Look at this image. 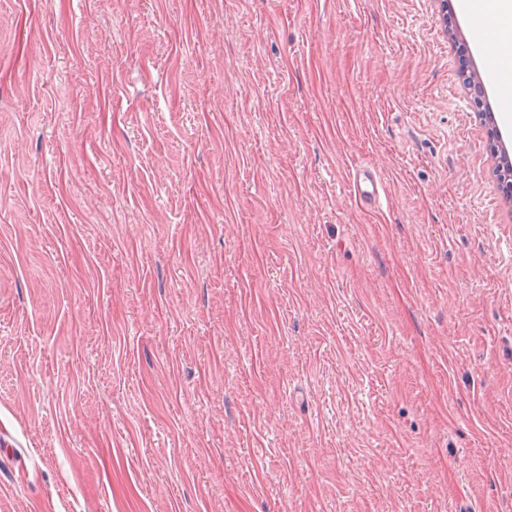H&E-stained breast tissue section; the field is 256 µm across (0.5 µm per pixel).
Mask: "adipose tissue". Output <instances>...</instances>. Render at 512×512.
<instances>
[{
    "label": "adipose tissue",
    "mask_w": 512,
    "mask_h": 512,
    "mask_svg": "<svg viewBox=\"0 0 512 512\" xmlns=\"http://www.w3.org/2000/svg\"><path fill=\"white\" fill-rule=\"evenodd\" d=\"M476 20L475 36L489 60V77L504 121H512V0H458Z\"/></svg>",
    "instance_id": "adipose-tissue-1"
}]
</instances>
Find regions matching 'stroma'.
<instances>
[{
	"mask_svg": "<svg viewBox=\"0 0 512 512\" xmlns=\"http://www.w3.org/2000/svg\"><path fill=\"white\" fill-rule=\"evenodd\" d=\"M474 27L438 0H0V512H512ZM352 183L356 199L363 207L372 210L380 206L383 185L375 171L368 167L357 170Z\"/></svg>",
	"mask_w": 512,
	"mask_h": 512,
	"instance_id": "1",
	"label": "stroma"
}]
</instances>
